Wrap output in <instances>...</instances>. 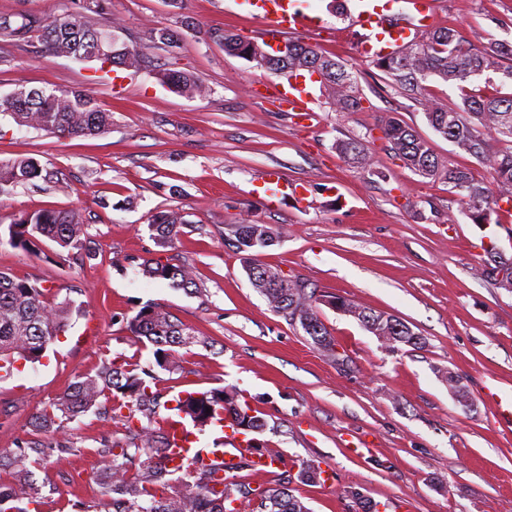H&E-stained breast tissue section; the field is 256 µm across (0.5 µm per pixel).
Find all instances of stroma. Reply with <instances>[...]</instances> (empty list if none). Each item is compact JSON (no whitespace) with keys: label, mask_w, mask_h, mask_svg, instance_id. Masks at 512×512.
I'll use <instances>...</instances> for the list:
<instances>
[{"label":"stroma","mask_w":512,"mask_h":512,"mask_svg":"<svg viewBox=\"0 0 512 512\" xmlns=\"http://www.w3.org/2000/svg\"><path fill=\"white\" fill-rule=\"evenodd\" d=\"M306 2L321 26L296 37L355 63L364 94L358 111H337L322 97L315 118L299 121L267 99L278 75L208 36L220 28L258 41L248 0H107L101 24L145 48L141 69L115 79L96 63L0 39V97L23 86H82L112 112L106 134L72 138L0 115V162L32 158L52 176L0 193V231L24 212L78 209L96 251L83 261L46 240L31 252L0 240V271L41 280L48 304L69 300L77 309L46 358L0 379V452L32 437L33 414L103 359L152 362L150 348L126 327L149 304L214 340L181 350V369L161 372L165 399L224 387L265 417L257 440L278 449L281 465L268 475L243 472L240 483L265 488L290 474L293 494L310 512H350L351 489L386 512H512V423L482 397L490 381L512 394V292L477 271L484 243L512 255L501 230L512 212L500 213V226L480 229L447 183L403 167L382 137L390 117L430 139L447 164L492 181L485 165L436 136L423 104L391 88L345 35L341 11L354 0ZM432 25L455 28L477 46L512 43V0H434ZM160 27L181 32L179 47L154 42ZM166 69L193 74L205 94L171 91L158 78ZM349 138L368 146L372 169L339 155L337 141ZM271 168L306 185L305 200L268 203L262 177ZM165 210L182 213L186 224L164 248L149 223ZM243 218L285 231L261 263L316 294L396 316L424 347L390 354L354 318L324 306L320 317L348 358L338 365L252 287L240 253L224 240L225 224ZM151 258L191 264L197 290L144 277L140 263ZM448 371L467 388L468 406L457 403ZM124 431L90 413L49 433L68 451L34 470L41 512H73L79 501L102 507L94 450ZM305 460L332 475L333 486L297 481Z\"/></svg>","instance_id":"obj_1"}]
</instances>
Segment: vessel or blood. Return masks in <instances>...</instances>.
Returning <instances> with one entry per match:
<instances>
[{"mask_svg":"<svg viewBox=\"0 0 512 512\" xmlns=\"http://www.w3.org/2000/svg\"><path fill=\"white\" fill-rule=\"evenodd\" d=\"M254 14L266 25L263 44L267 51H275L284 34L298 30L313 31L317 21L300 0H249ZM432 0H401L400 8H392L391 0H367L354 6L348 16L346 32L373 56H392L420 39L424 33ZM275 96L290 111L312 115L316 112V99L306 89V79L297 75L287 84L276 85ZM171 446L177 459L191 455L193 435L182 422L169 420L166 425ZM224 473L237 471L241 458L249 456L247 440L240 437L225 438Z\"/></svg>","mask_w":512,"mask_h":512,"instance_id":"vessel-or-blood-1","label":"vessel or blood"}]
</instances>
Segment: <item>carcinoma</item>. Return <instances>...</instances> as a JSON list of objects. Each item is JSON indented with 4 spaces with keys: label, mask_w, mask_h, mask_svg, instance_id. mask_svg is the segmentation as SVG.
Returning <instances> with one entry per match:
<instances>
[{
    "label": "carcinoma",
    "mask_w": 512,
    "mask_h": 512,
    "mask_svg": "<svg viewBox=\"0 0 512 512\" xmlns=\"http://www.w3.org/2000/svg\"><path fill=\"white\" fill-rule=\"evenodd\" d=\"M106 0H73V7L53 17L20 13L0 16V35L13 41L29 42L34 33L51 56L99 59L100 50L111 31L97 26ZM224 44V51L246 60L267 58L265 50L238 34L222 30L214 35ZM122 50L121 67L141 65L143 48L134 44L110 45V51ZM317 62L324 75L320 84L342 89L338 102L342 112L361 107L363 93L354 69L314 47L294 42L288 59L272 61L268 69L291 75ZM374 66L392 80L397 91L418 99L430 78L446 82L460 91L461 103L434 104L425 112L434 133L457 149L487 165L493 172V186L475 182L469 169L451 167L438 159L428 140L414 127L397 118L382 126L383 138L404 167L425 179H440L451 188L463 213L478 226L492 224V215L512 210V94L481 95L470 85L480 78L503 74L512 80V44L496 42L488 47L464 46L452 27L428 30L422 38L406 46L396 57L374 59ZM162 83L176 93L194 96L202 92L193 75L166 70ZM0 112L19 126L44 130L60 137L102 135L112 125V113L102 108L91 94L79 87L58 88L50 92L21 87L0 98ZM336 150L346 160L371 167L372 158L363 141L340 140ZM45 179L43 167L32 158H17L0 163V190L6 186L28 184ZM183 216L176 211H160L152 216L151 228L157 244L167 247L180 235ZM9 241L15 248L29 250L44 237L60 248L87 258L95 256L88 225L77 210L42 209L21 213L8 226ZM224 235L243 254V268L252 287L265 298L272 310L294 325H299L313 345L326 352L335 351L331 336L319 315V303L356 318L363 325L391 330L390 351L406 347L419 349L425 341L419 333L398 318L362 307L341 295L320 301L298 278H285L256 262V253L279 242L282 232L266 224L249 220L224 225ZM481 274L498 288L512 291V281H498V270L512 258L491 247L485 249ZM150 279L169 280L183 290L196 286L193 267L186 263H162L147 259L140 264ZM50 287L39 280L18 279L0 272V372H11L18 361L36 364L45 357L49 345L67 327L72 309L46 304ZM127 329L146 339L152 346L153 362L148 367L126 364L118 358L106 359L93 373L77 376L64 392L39 410L32 421L37 432H47L64 422L77 420L92 412L124 422L127 434L105 439L95 449L100 460L97 481L101 496L112 512H241L232 503L250 498L258 501L256 512H310L281 479L274 487L262 490L225 479L224 448H198L187 465L173 464L164 430L165 418L159 409L176 414L203 432L229 423L237 431L261 434L266 421L250 414L248 403L235 390L222 387L203 392H188L175 399L176 405L161 404L158 371L180 369L179 350L210 341L196 334L169 312L146 305L126 319ZM211 412H206V409ZM67 450L29 439L21 443L12 457L0 455V512H40L41 492L33 479L31 467L49 461L53 451ZM323 470L312 460L301 463L297 477L302 482L321 480Z\"/></svg>",
    "instance_id": "carcinoma-1"
}]
</instances>
